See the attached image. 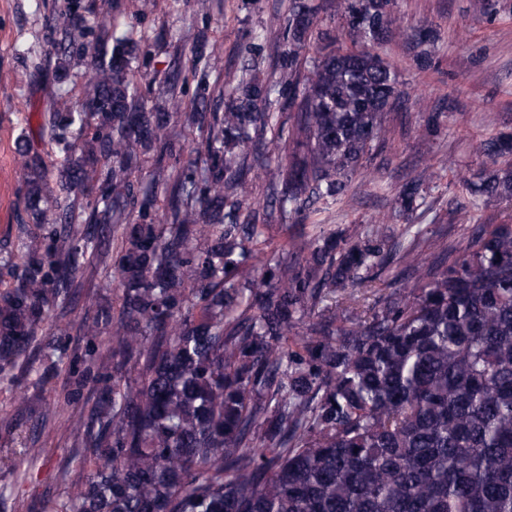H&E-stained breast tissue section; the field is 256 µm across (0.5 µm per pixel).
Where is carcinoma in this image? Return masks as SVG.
Segmentation results:
<instances>
[{"label": "carcinoma", "mask_w": 512, "mask_h": 512, "mask_svg": "<svg viewBox=\"0 0 512 512\" xmlns=\"http://www.w3.org/2000/svg\"><path fill=\"white\" fill-rule=\"evenodd\" d=\"M192 2L221 18L238 8ZM392 5L344 0L330 31L314 0H277L282 38L218 70L224 43L186 21L150 97L139 62L165 26L121 28L91 5L52 13L62 90L40 114L42 150L15 130L24 182L0 382L33 371L46 335L63 349L39 379L74 339L88 357L107 343L112 375L87 367L54 400L15 399L36 413L12 464L21 479L45 460L48 428L88 470L58 466L67 491L51 512H512V221L466 225L464 249L421 237L424 212L453 227L461 214L427 202L425 164L365 227L307 225L359 203L353 179L384 185L389 160L368 156L411 131L383 54L400 43L426 70L440 34L400 33ZM260 59L280 77H261ZM478 152L466 189L512 202V132ZM87 269L112 301L76 286Z\"/></svg>", "instance_id": "obj_1"}]
</instances>
